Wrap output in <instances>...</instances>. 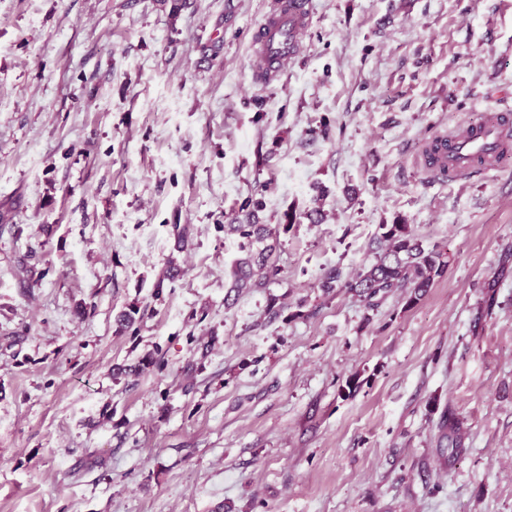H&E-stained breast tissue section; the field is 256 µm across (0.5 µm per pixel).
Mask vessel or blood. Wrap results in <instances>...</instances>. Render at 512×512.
Instances as JSON below:
<instances>
[{"instance_id":"vessel-or-blood-1","label":"vessel or blood","mask_w":512,"mask_h":512,"mask_svg":"<svg viewBox=\"0 0 512 512\" xmlns=\"http://www.w3.org/2000/svg\"><path fill=\"white\" fill-rule=\"evenodd\" d=\"M308 19L309 0H275L255 34L254 81H271L287 67L300 48V35ZM511 126L512 110L503 108L472 135H439V155L422 156L421 165L429 173L456 180L471 177L477 171L489 174L491 168L486 161L502 152L506 130Z\"/></svg>"}]
</instances>
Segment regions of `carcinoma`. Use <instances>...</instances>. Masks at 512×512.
Masks as SVG:
<instances>
[{
	"label": "carcinoma",
	"instance_id": "cac0c4a2",
	"mask_svg": "<svg viewBox=\"0 0 512 512\" xmlns=\"http://www.w3.org/2000/svg\"><path fill=\"white\" fill-rule=\"evenodd\" d=\"M254 212L247 213L246 221L224 225V233L234 234L240 239L239 255L230 270L231 290L237 294L253 288L263 287L270 274L274 273L271 258L279 247V235L267 224L253 221ZM381 252L375 260L362 266L356 274L347 278L341 268L329 271L321 284L326 291L347 288L361 298L365 311H375L390 296L399 292L404 306L416 305L432 288L435 279L447 266V255L434 245L424 246L413 233L411 225L396 222L380 225ZM496 283L488 284V291L473 320L478 327L482 319L491 315L497 304ZM167 366L159 351L149 352L139 358L133 371L152 369L163 371ZM465 429L461 419L452 408L445 407L440 415L438 446L451 449L459 455L464 448Z\"/></svg>",
	"mask_w": 512,
	"mask_h": 512
}]
</instances>
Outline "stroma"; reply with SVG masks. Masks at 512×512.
Wrapping results in <instances>:
<instances>
[{
	"label": "stroma",
	"instance_id": "stroma-1",
	"mask_svg": "<svg viewBox=\"0 0 512 512\" xmlns=\"http://www.w3.org/2000/svg\"><path fill=\"white\" fill-rule=\"evenodd\" d=\"M310 2L258 84L271 0H0V512H512V155L416 165L512 106V0ZM253 207L301 220L228 305L224 226ZM393 222L448 253L423 299L324 292ZM157 348L166 371L114 377ZM465 429L461 419L452 408L445 407L439 420V448H451V454L458 456L465 451Z\"/></svg>",
	"mask_w": 512,
	"mask_h": 512
}]
</instances>
